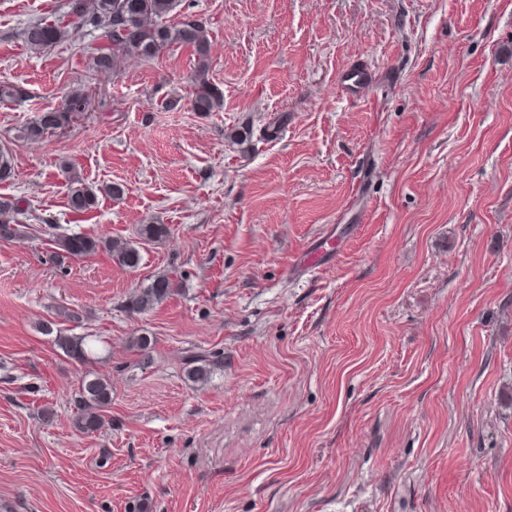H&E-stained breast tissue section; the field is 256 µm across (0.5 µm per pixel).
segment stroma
Segmentation results:
<instances>
[{"label": "stroma", "mask_w": 512, "mask_h": 512, "mask_svg": "<svg viewBox=\"0 0 512 512\" xmlns=\"http://www.w3.org/2000/svg\"><path fill=\"white\" fill-rule=\"evenodd\" d=\"M169 20L205 24L221 111L191 109L192 48L105 79L102 31L23 40L70 24L67 0H0V82L23 91L0 103V198L29 227L0 240V512H512V0H179ZM357 64L375 83L350 100ZM77 86L88 112L27 140ZM65 166L124 193L74 211ZM48 222L171 233L134 269L58 265ZM327 234L339 249L291 275ZM159 274L174 294L125 313ZM189 349L223 350L207 385ZM90 371L112 403L82 434ZM338 87L346 98H354L371 82L370 73L361 66H350L338 77ZM86 339V336H58L57 342L67 356L78 361H84L92 352V347ZM112 403V383L106 377L85 376L74 398L73 427L80 433H94L105 426V410Z\"/></svg>", "instance_id": "stroma-1"}]
</instances>
